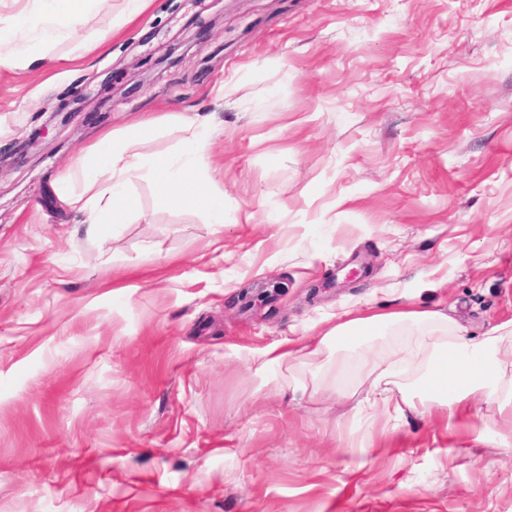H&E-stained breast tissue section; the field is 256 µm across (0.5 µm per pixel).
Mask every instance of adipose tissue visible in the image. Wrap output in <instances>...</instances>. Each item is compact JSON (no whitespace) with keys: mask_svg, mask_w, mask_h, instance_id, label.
Here are the masks:
<instances>
[{"mask_svg":"<svg viewBox=\"0 0 512 512\" xmlns=\"http://www.w3.org/2000/svg\"><path fill=\"white\" fill-rule=\"evenodd\" d=\"M91 2L45 0V36L73 28ZM148 127L145 121L132 124L119 141L113 134H104L92 149L91 163L80 164L87 191L71 194L70 202L86 213L90 232L98 233L103 224L123 223L136 209L137 201L125 192L124 184L129 175L143 168L149 169L158 183V208L194 205L214 223H223L224 193L204 186L200 173L207 170L208 160L195 149L194 137L184 139L179 157L158 155L145 161L133 148ZM381 328H407L412 338L404 362L381 360L371 367L373 403L424 412L438 405L447 409L449 418L456 419L467 412L471 396L498 403L504 386L512 387V368L501 358V344L512 336V320L492 327L474 341L441 310H351L324 335L304 345L301 353L315 359L332 343L352 341Z\"/></svg>","mask_w":512,"mask_h":512,"instance_id":"1","label":"adipose tissue"}]
</instances>
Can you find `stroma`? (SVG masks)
<instances>
[{
    "mask_svg": "<svg viewBox=\"0 0 512 512\" xmlns=\"http://www.w3.org/2000/svg\"><path fill=\"white\" fill-rule=\"evenodd\" d=\"M122 8L46 42L41 0H0V512H512V406L363 409L396 330L252 361L352 307L512 319V0ZM198 114L223 223L142 170L88 236L76 159L139 120L180 153Z\"/></svg>",
    "mask_w": 512,
    "mask_h": 512,
    "instance_id": "1",
    "label": "stroma"
}]
</instances>
